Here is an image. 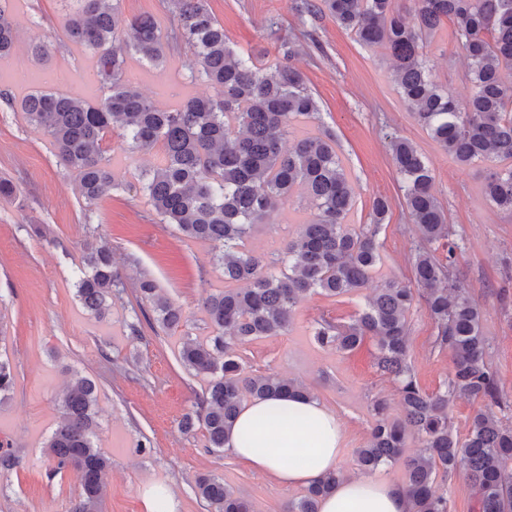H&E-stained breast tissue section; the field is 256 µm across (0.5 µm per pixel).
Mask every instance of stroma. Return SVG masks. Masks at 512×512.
Returning a JSON list of instances; mask_svg holds the SVG:
<instances>
[{"mask_svg": "<svg viewBox=\"0 0 512 512\" xmlns=\"http://www.w3.org/2000/svg\"><path fill=\"white\" fill-rule=\"evenodd\" d=\"M207 2L234 49L269 62L283 60L280 38L314 31L321 51L299 38L292 63L305 75L320 118L293 123L290 137L331 131L353 188L351 225L369 223L374 197H387L392 205L378 235L380 263L367 287L339 297L307 295L287 332L237 344L245 373L301 382L336 413L345 434L339 468L346 476L360 472L357 451L368 441L375 400H385L389 417L400 418L398 385L376 366L375 337L338 351L321 347L314 336L321 320L350 323L387 280L414 283L409 259L417 232L402 208L401 181L388 148L391 137L399 136L412 141L433 170L434 192L458 245L456 281L483 309L485 361L502 397L497 415L512 425V215L492 207L482 194L485 162L464 166L444 153L400 98L382 50L361 43L332 17L301 15V0ZM70 8L69 0H10L18 43L0 63V178L17 187L14 199L0 200V356L9 359L16 375L10 399L0 403V441H9L20 460L15 469H0V512H68L80 486L74 471L50 474L45 443L61 419L58 401L65 385L79 376L98 384L97 445L111 461L104 512H152L144 491L157 483L171 491V512H213L195 493V479L202 474L223 478L246 497L251 512H287L303 489L281 488L227 449L208 447L203 432L186 435L179 429L208 385L206 376L184 367L180 352L186 340L212 335L202 301L223 289L224 278L210 243L186 239L152 214L141 182L159 163V154L129 151L122 139L112 138L105 155L118 185L90 205L77 173L59 164L49 137L21 110L33 87L14 82L19 64L34 74H56L47 92L90 102L101 95L95 57L64 34ZM35 37L51 46L40 64L28 52ZM425 54L440 83L457 95L469 94L467 61L455 42L439 38ZM192 60L181 46L159 64L132 55L127 65L143 94L173 109L187 97L214 93L206 82L192 79ZM311 217L307 201L293 197L267 223L254 227L246 246L264 260L278 258ZM101 243L111 248L124 289L113 294L99 318L82 307L75 272L88 246ZM144 275L182 308L183 326L155 332L144 323L132 334L130 324L140 312L134 287ZM436 335L423 301H416L409 315L407 360L430 395L445 392L452 370L451 354L436 345ZM143 441L148 449L138 450ZM434 486L447 497L448 512H473L476 492L464 468L438 473Z\"/></svg>", "mask_w": 512, "mask_h": 512, "instance_id": "1", "label": "stroma"}]
</instances>
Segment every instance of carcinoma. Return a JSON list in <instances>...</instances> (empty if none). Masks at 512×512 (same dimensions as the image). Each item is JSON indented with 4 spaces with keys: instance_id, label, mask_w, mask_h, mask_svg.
I'll return each instance as SVG.
<instances>
[{
    "instance_id": "carcinoma-1",
    "label": "carcinoma",
    "mask_w": 512,
    "mask_h": 512,
    "mask_svg": "<svg viewBox=\"0 0 512 512\" xmlns=\"http://www.w3.org/2000/svg\"><path fill=\"white\" fill-rule=\"evenodd\" d=\"M8 2L0 0V56L12 53L17 43ZM75 2L76 9L65 16V32L70 42L97 57L103 95L90 103L36 92L25 100L23 112L51 138L59 163L77 172L90 205L116 183L101 149L113 129L121 130L133 151H162L160 165L141 186L156 218L188 238L211 243L224 283L240 284L205 299L214 334L204 342L187 341L180 355L188 370L210 377L180 429L187 434L201 429L208 447L222 448L240 411L242 391L256 398L306 394L301 384L275 374L244 375L235 345L286 331L296 307L311 293L335 297L364 287L380 260L377 235L390 203L375 198L372 223L350 227L354 195L333 135L322 131L285 146L294 121L319 119V105L304 74L235 51L206 0H170L167 32L148 15L122 19L119 0ZM301 12L328 14L360 42L382 49L392 59L398 92L417 122L457 163H491L484 197L512 213V81L501 75L503 66H512V0H409L404 8L396 0H304ZM446 21L449 36L467 60L472 93L464 101L437 81L425 59V49ZM172 42L192 51L195 78L215 94L191 97L167 110L126 79V63L131 54L156 63ZM389 150L420 239L411 258L414 280L437 326L436 344L453 359L449 392L463 393L482 407L462 440L448 421V392L429 395L419 388L406 361L408 314L415 296L390 279L351 323L324 319L314 332L321 346L345 351L358 347L367 335L378 337L377 367L400 383L403 417L390 419L384 404L376 403L370 438L358 450L357 463L374 471L404 460L409 512H448V499L434 490L435 477L438 470L447 472L461 462L476 489L478 512H512V469L506 467L512 460V427L493 411L500 406V393L484 361L481 309L449 277L457 244L433 193L429 164L405 138H393ZM297 190L313 216L288 241L283 256L265 263L245 250V241L255 225L265 223ZM435 244L447 250L445 260L436 256ZM120 284L109 247L86 253L75 283L85 309L104 314L112 289ZM136 292L151 305L162 329L180 326L181 308L158 294L154 280L141 277ZM14 388L13 370L0 359V401ZM96 402L95 382L78 378L65 392L62 421L45 443L54 472L72 468L78 474L80 494L69 512H102V475L110 459L95 442ZM409 433L418 436L422 448L406 457ZM340 478L338 471L325 474L288 512H318L320 499ZM195 487L215 512H250L248 500L220 477L200 476Z\"/></svg>"
}]
</instances>
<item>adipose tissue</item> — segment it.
Returning a JSON list of instances; mask_svg holds the SVG:
<instances>
[{"mask_svg": "<svg viewBox=\"0 0 512 512\" xmlns=\"http://www.w3.org/2000/svg\"><path fill=\"white\" fill-rule=\"evenodd\" d=\"M344 433L336 415L310 396L252 400L240 411L226 448L283 488L308 486L336 471ZM403 489L380 476L347 477L318 512H408Z\"/></svg>", "mask_w": 512, "mask_h": 512, "instance_id": "1", "label": "adipose tissue"}]
</instances>
